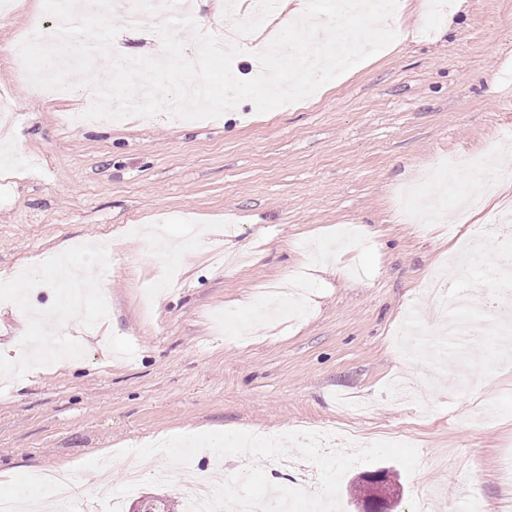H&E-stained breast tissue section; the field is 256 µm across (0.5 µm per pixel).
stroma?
<instances>
[{"instance_id":"obj_1","label":"stroma","mask_w":512,"mask_h":512,"mask_svg":"<svg viewBox=\"0 0 512 512\" xmlns=\"http://www.w3.org/2000/svg\"><path fill=\"white\" fill-rule=\"evenodd\" d=\"M403 0L389 25L396 40L332 85L293 105L180 121L167 112L66 127L80 92L33 93L8 49L42 14L21 0L0 19V94L16 105L14 147H0V292L28 307L57 302L52 260L71 275L97 272L88 298L106 291L100 330L78 323L44 333L0 307V370L35 347L45 366L0 381V494L19 495L34 473H71L70 512H110L86 463L175 434L248 431L271 436L313 423L401 436L421 465L398 463L412 512L431 494L439 512H504L512 483V333L459 345L434 331L435 347L410 357L401 331L426 316L424 284L466 279L512 312V287L492 271L512 235L488 234L499 200L512 197V160L490 173L494 193L467 222L396 221L397 192L424 208L435 191L424 166L476 151L487 139L512 147V0H449L430 14ZM123 28L115 51L156 56L158 36ZM484 235V271L461 276L463 238ZM105 241L100 264L87 245ZM50 258L40 287L17 269Z\"/></svg>"}]
</instances>
